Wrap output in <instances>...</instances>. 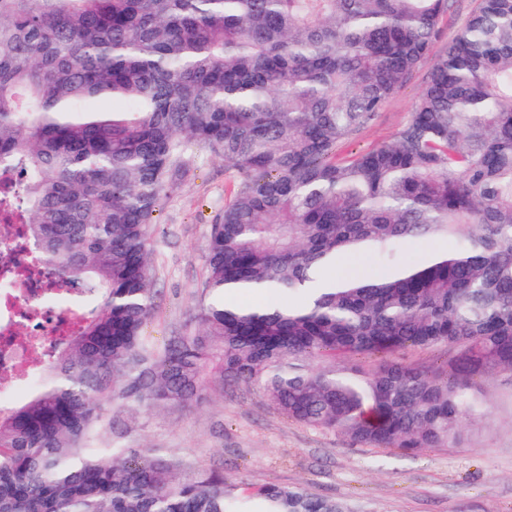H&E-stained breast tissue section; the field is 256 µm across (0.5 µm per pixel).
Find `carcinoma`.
<instances>
[{
  "label": "carcinoma",
  "instance_id": "carcinoma-1",
  "mask_svg": "<svg viewBox=\"0 0 512 512\" xmlns=\"http://www.w3.org/2000/svg\"><path fill=\"white\" fill-rule=\"evenodd\" d=\"M448 0H0V187L73 314L0 409V512H350L98 446L112 406L244 382L369 448L457 447L474 381L512 371V0H478L394 139L343 153L430 56ZM238 180L211 225L199 331L163 352L150 224L189 145ZM446 239L433 260L416 244ZM347 254L376 268L327 283ZM270 292L298 303L233 305ZM446 345L442 369L397 360ZM371 358L367 369L359 360ZM311 359L323 365L306 366Z\"/></svg>",
  "mask_w": 512,
  "mask_h": 512
}]
</instances>
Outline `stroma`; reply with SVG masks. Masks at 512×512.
<instances>
[{"label": "stroma", "instance_id": "stroma-1", "mask_svg": "<svg viewBox=\"0 0 512 512\" xmlns=\"http://www.w3.org/2000/svg\"><path fill=\"white\" fill-rule=\"evenodd\" d=\"M431 70L423 63L357 141L370 149L408 120ZM186 173L154 214L156 314L144 333L156 350L195 325L210 226L235 173L210 150L190 146ZM485 404L465 421V445L402 455L366 449L288 420L244 383L209 386L189 407L128 418L112 413L120 448L174 456L195 470L222 471L253 486L275 482L347 504L351 512H512V374L476 380Z\"/></svg>", "mask_w": 512, "mask_h": 512}]
</instances>
